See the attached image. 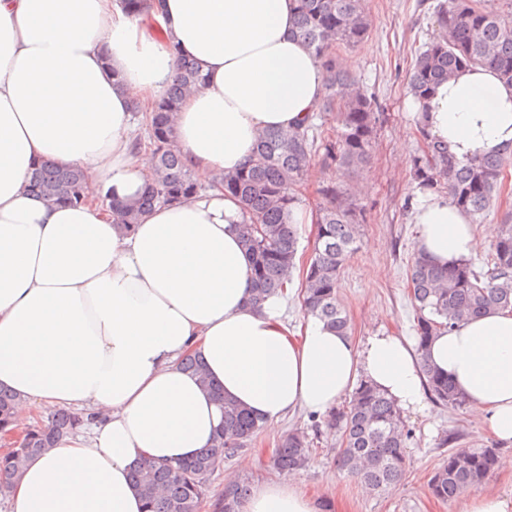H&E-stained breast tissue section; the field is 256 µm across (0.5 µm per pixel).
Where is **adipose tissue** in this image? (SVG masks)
Returning a JSON list of instances; mask_svg holds the SVG:
<instances>
[{
	"label": "adipose tissue",
	"instance_id": "obj_1",
	"mask_svg": "<svg viewBox=\"0 0 512 512\" xmlns=\"http://www.w3.org/2000/svg\"><path fill=\"white\" fill-rule=\"evenodd\" d=\"M295 19V0H163L149 19L120 0H0V385L17 393L21 424L43 409L92 415L28 461L9 512H144L133 469L189 459L216 434L212 396L179 365L189 352L268 430L298 409L328 412L362 378L402 408L421 405L403 337L359 342L311 314L295 332L280 296L252 300L242 206L219 177L249 164L261 131L303 126L318 109L322 69ZM182 56L205 83L185 98L175 141L205 188L123 226L107 199L133 201L152 172L150 152L132 149V105L159 99ZM409 109L458 160L512 148V85L491 68L461 70ZM42 162L82 170L88 203L31 194ZM413 220L438 264L479 248L447 195L420 196ZM429 361L512 442V311L441 332ZM239 512L325 507L262 482Z\"/></svg>",
	"mask_w": 512,
	"mask_h": 512
}]
</instances>
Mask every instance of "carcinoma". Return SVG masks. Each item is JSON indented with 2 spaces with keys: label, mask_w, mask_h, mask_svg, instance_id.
I'll use <instances>...</instances> for the list:
<instances>
[{
  "label": "carcinoma",
  "mask_w": 512,
  "mask_h": 512,
  "mask_svg": "<svg viewBox=\"0 0 512 512\" xmlns=\"http://www.w3.org/2000/svg\"><path fill=\"white\" fill-rule=\"evenodd\" d=\"M128 13L140 15L160 7V0H123ZM294 36L320 63L324 96L318 112L336 122V133L321 141L310 135L314 122L288 132L266 130L259 134L255 159L241 170L221 176L224 194L238 199L245 217L241 242L254 258L253 301L258 303L287 288L300 240L292 212L297 207V188L308 177L315 156L325 165L349 171L368 163L372 138L381 112L359 80L338 63L342 48H354L370 32L363 0H297ZM442 34L424 44L409 78L410 94L420 99L458 70L487 65L512 83V0H445L437 9ZM204 78L195 62L182 59L178 76L166 93L145 113L149 148L155 166L140 196L133 202H109L108 208L122 224H136L156 205L180 202L202 189L199 176L185 167L175 144V116L183 98ZM423 156L413 167V180L422 190H446L448 198L470 215L488 210L512 165L508 151L458 161L448 147L432 141L423 124ZM32 191L45 199L80 206L85 203V175L79 169L41 163L31 175ZM314 256L302 271V309L323 319L341 334L350 323L337 292L338 276L355 250L361 209L347 190L336 185L321 189ZM408 282L415 303L416 351L432 399L446 407L461 408L465 401L448 377L427 363L428 344L442 329L477 318L489 311L512 309V218L500 225L499 235L485 265L472 261L439 266L414 250L408 266ZM181 367L195 375L212 394L222 423L211 447L193 458L173 464L144 462L131 475L132 484L145 503L144 512H198L205 483L224 461L248 447L261 430L259 421L213 386L200 355L188 354ZM18 397L0 386V430L9 428ZM83 423L70 410L55 412L45 424L25 429L24 444L0 457V487L21 477L28 460L47 452ZM328 431L341 434L337 467L366 490L379 493L399 481L406 470V436L401 409L374 384L361 380L348 405L330 411L324 419ZM312 442L303 431L282 436L273 467L279 472L305 469ZM496 463L494 448H461L448 453L430 479L432 495L453 501L468 490L478 489ZM250 493L249 485L230 482L213 504V512H237Z\"/></svg>",
  "instance_id": "obj_1"
}]
</instances>
